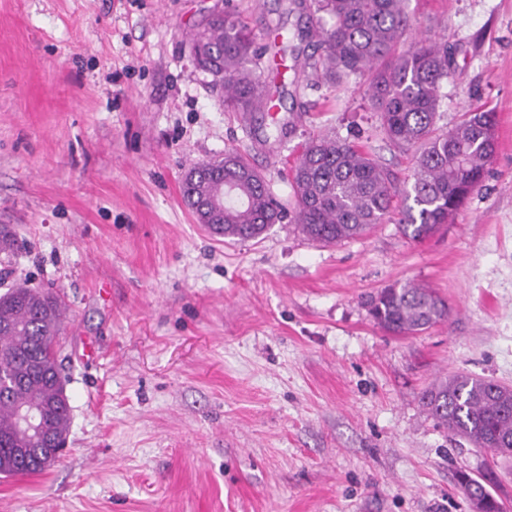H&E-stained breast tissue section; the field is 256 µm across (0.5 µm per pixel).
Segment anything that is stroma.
<instances>
[{
	"instance_id": "stroma-1",
	"label": "stroma",
	"mask_w": 512,
	"mask_h": 512,
	"mask_svg": "<svg viewBox=\"0 0 512 512\" xmlns=\"http://www.w3.org/2000/svg\"><path fill=\"white\" fill-rule=\"evenodd\" d=\"M402 43L447 40L440 129L497 114V149L454 223L415 241L397 218L323 245L295 223L228 240L198 224L185 173L247 154L280 198L305 142L368 150L410 190L415 148L387 140L359 80L307 60L300 0H0V227L6 283L63 295L72 421L60 461L0 478V512H473L488 476L512 512V455L422 409L453 373L512 387V0H407ZM234 10L267 48L275 114L224 108L191 34ZM279 21L280 38L263 19ZM434 289L445 321L413 336L368 301ZM459 486L472 504L483 502L482 512H501L502 504L489 492L485 483L468 475H463Z\"/></svg>"
}]
</instances>
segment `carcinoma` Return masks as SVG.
I'll return each mask as SVG.
<instances>
[{"label": "carcinoma", "instance_id": "cac0c4a2", "mask_svg": "<svg viewBox=\"0 0 512 512\" xmlns=\"http://www.w3.org/2000/svg\"><path fill=\"white\" fill-rule=\"evenodd\" d=\"M406 0H313L321 50L312 68L327 82L365 78V98L380 113L387 138L398 147L419 146L413 185L399 223L422 240L448 223L481 188L497 145L496 113L471 107L452 129L437 127L443 89L452 77L448 43L422 39L397 46L410 28ZM195 66L224 87V108L275 112L274 96L260 82L261 53L247 23L235 12L211 20L190 37ZM224 186V207L206 220L199 207ZM187 205L224 237L247 240L288 219V204L247 155L224 157L191 168L184 179ZM291 186L293 220L314 241L335 244L382 224L393 212L395 177L359 146L320 135L308 141ZM370 314L395 335L422 333L448 317V305L433 290L413 283L382 289L369 300ZM63 324V304L51 291L16 283L0 294V474H40L50 465L31 449L39 443L19 432L20 408L56 401L47 420L67 437L70 397L53 381L61 375L54 342ZM427 414L478 448L512 452V389L492 380L456 374L422 395ZM459 486L482 512H502L485 483L464 475Z\"/></svg>", "mask_w": 512, "mask_h": 512}]
</instances>
